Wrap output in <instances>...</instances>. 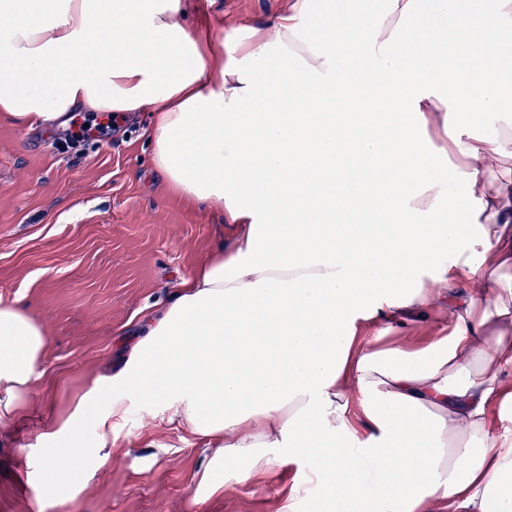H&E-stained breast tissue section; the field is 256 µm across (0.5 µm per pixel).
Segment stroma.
Instances as JSON below:
<instances>
[{"instance_id": "stroma-1", "label": "stroma", "mask_w": 512, "mask_h": 512, "mask_svg": "<svg viewBox=\"0 0 512 512\" xmlns=\"http://www.w3.org/2000/svg\"><path fill=\"white\" fill-rule=\"evenodd\" d=\"M219 31L268 19L291 0H188ZM148 114L109 139L61 152L53 128L0 117V299H21L48 335L26 418L0 426V512H308L296 468L195 488L209 450L188 429L131 411L112 426L109 464L41 510L36 451L99 374L120 366L143 315L161 309L224 237V216L168 189L151 161Z\"/></svg>"}]
</instances>
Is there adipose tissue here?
<instances>
[{"label":"adipose tissue","instance_id":"ef3b65f1","mask_svg":"<svg viewBox=\"0 0 512 512\" xmlns=\"http://www.w3.org/2000/svg\"><path fill=\"white\" fill-rule=\"evenodd\" d=\"M186 0H0V115L150 113L228 238L47 433L52 497L138 407L213 450L196 495L307 465L312 512H512V0H292L222 36ZM443 310L451 332L382 346ZM45 326L0 301V421Z\"/></svg>","mask_w":512,"mask_h":512}]
</instances>
